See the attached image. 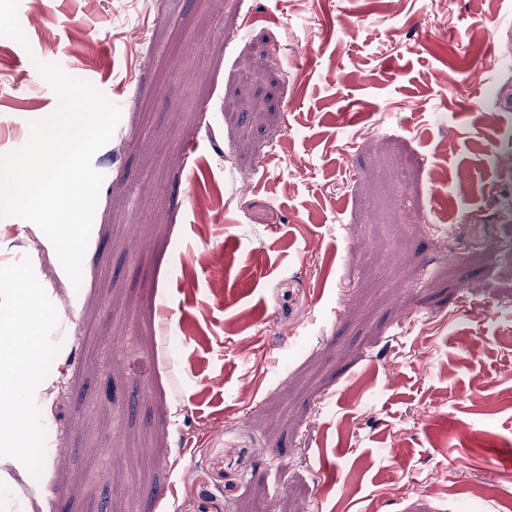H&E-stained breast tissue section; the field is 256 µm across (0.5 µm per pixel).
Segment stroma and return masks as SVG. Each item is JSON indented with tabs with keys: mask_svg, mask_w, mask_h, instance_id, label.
I'll return each instance as SVG.
<instances>
[{
	"mask_svg": "<svg viewBox=\"0 0 512 512\" xmlns=\"http://www.w3.org/2000/svg\"><path fill=\"white\" fill-rule=\"evenodd\" d=\"M18 19L0 155L58 108L39 60L122 116L80 286L0 218V370L34 357L9 397L65 451L0 423V512H512V0Z\"/></svg>",
	"mask_w": 512,
	"mask_h": 512,
	"instance_id": "1",
	"label": "stroma"
}]
</instances>
